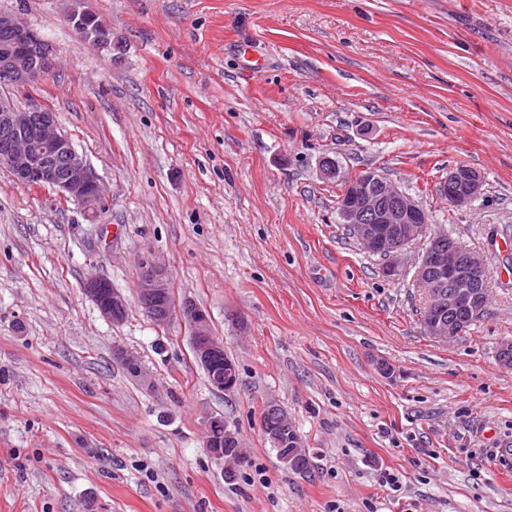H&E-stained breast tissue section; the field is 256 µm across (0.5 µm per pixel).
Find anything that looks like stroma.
I'll list each match as a JSON object with an SVG mask.
<instances>
[{"label":"stroma","mask_w":512,"mask_h":512,"mask_svg":"<svg viewBox=\"0 0 512 512\" xmlns=\"http://www.w3.org/2000/svg\"><path fill=\"white\" fill-rule=\"evenodd\" d=\"M54 45V70L0 101L56 112L106 190L101 220L0 167V512H512V0H0ZM96 12L112 46L68 25ZM335 178H325L324 161ZM459 164L480 194L449 206ZM375 170L480 256L489 297L450 341L347 235L346 181ZM165 263L236 364L213 390L180 318L137 301ZM127 300L121 324L82 290ZM245 329H238L237 320ZM135 356L131 375L116 349ZM388 364L391 374L380 371ZM288 413L310 474L260 427ZM223 416L245 462L203 447ZM108 282L100 275L91 274L83 281V291L104 319L113 324H120L126 316V301Z\"/></svg>","instance_id":"35a3bbf8"}]
</instances>
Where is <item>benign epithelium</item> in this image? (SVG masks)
Instances as JSON below:
<instances>
[{"label":"benign epithelium","mask_w":512,"mask_h":512,"mask_svg":"<svg viewBox=\"0 0 512 512\" xmlns=\"http://www.w3.org/2000/svg\"><path fill=\"white\" fill-rule=\"evenodd\" d=\"M72 29L95 48L111 44L110 30L93 13L67 15ZM55 66L52 44L13 14L0 11V81L19 86L48 75ZM0 166L7 168L23 187H51L80 203L91 217L99 219L107 199L99 179L77 152L72 141L61 133L57 113L41 107L19 111L0 105ZM481 174L469 166L457 165L448 172L450 203L468 205L480 193ZM339 215L352 236L368 252L387 260L409 244L426 238L417 267V285L426 290L428 312L424 320L430 336L446 341L463 334L486 310L488 289L484 263L446 233L429 232L425 209L409 194L382 174L371 171L349 180L344 187ZM85 295L101 316L113 324L124 321L125 298L100 275L83 281ZM137 299L146 315L163 325L175 315L189 326L197 363L206 368L224 358V345L212 335L207 315L191 300L170 303L169 273L165 265L142 263L137 283ZM237 373L230 362L224 373L213 378V388L231 393L238 386ZM270 419L269 437L281 448L283 440L298 438L288 423L286 411L273 399L266 401ZM222 418L207 422L204 448L216 460L224 452L215 447L212 431Z\"/></svg>","instance_id":"obj_1"}]
</instances>
